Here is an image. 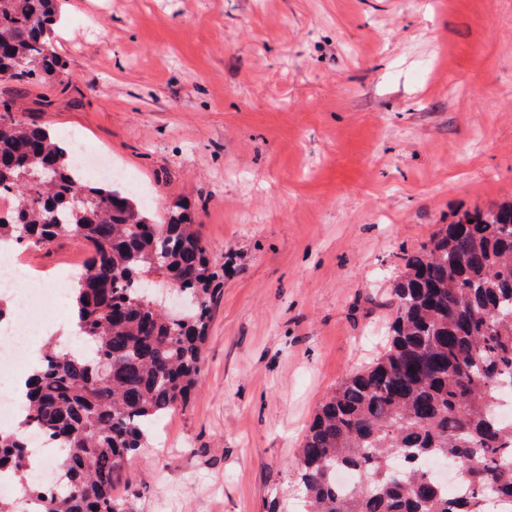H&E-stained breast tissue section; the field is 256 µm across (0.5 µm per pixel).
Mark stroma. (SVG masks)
Masks as SVG:
<instances>
[{"mask_svg": "<svg viewBox=\"0 0 512 512\" xmlns=\"http://www.w3.org/2000/svg\"><path fill=\"white\" fill-rule=\"evenodd\" d=\"M61 80L2 84L193 217L224 274L200 384L125 462L134 512H302L294 465L384 350L404 257L512 199V0H62ZM62 295L87 248H18Z\"/></svg>", "mask_w": 512, "mask_h": 512, "instance_id": "1", "label": "stroma"}]
</instances>
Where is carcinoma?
Here are the masks:
<instances>
[{"mask_svg": "<svg viewBox=\"0 0 512 512\" xmlns=\"http://www.w3.org/2000/svg\"><path fill=\"white\" fill-rule=\"evenodd\" d=\"M59 0H0V83L34 84L63 63L51 45ZM0 241L80 237L72 297L88 346L52 342L28 376L23 433L0 431V470L32 512H131L112 494L129 454L198 385L220 278L192 217L159 219L115 180H87L71 151L0 101ZM159 276L188 303L179 318L143 284ZM384 353L319 406L296 459L304 512H497L512 503V201L466 212L406 255ZM66 450L54 482L27 468L34 437ZM82 452L73 453L71 449ZM463 471L448 495L425 464ZM352 474L345 492L336 471Z\"/></svg>", "mask_w": 512, "mask_h": 512, "instance_id": "obj_1", "label": "carcinoma"}]
</instances>
